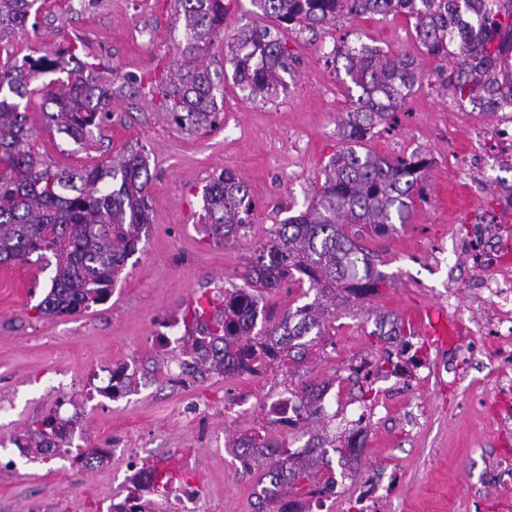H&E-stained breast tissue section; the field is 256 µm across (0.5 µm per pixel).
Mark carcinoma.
Returning <instances> with one entry per match:
<instances>
[{
  "mask_svg": "<svg viewBox=\"0 0 512 512\" xmlns=\"http://www.w3.org/2000/svg\"><path fill=\"white\" fill-rule=\"evenodd\" d=\"M38 0H0V43L25 26ZM184 16L180 63L161 94L168 114L180 129L196 133L216 126L218 107L211 73L203 64L224 31L228 0H178ZM255 14L275 26L249 27L224 43V60L237 84L253 96L275 97L283 74L294 69L298 55L287 47L296 28L316 30L345 16L404 15L414 20L415 38L424 52L440 62L437 83L457 103L468 102L483 114L512 110V0H251ZM325 64L344 70L358 89L351 110L338 124L342 147L325 165L324 182L306 210L275 228L257 249L243 275L245 287L224 293L217 306L201 304L183 318L186 341L184 372L195 381L213 374L257 373L287 360L303 364L329 336L328 315L351 299L378 292L385 276L356 243L363 229L382 233L391 224H406L415 201L426 199L423 186L430 160L421 153L390 160L358 151L380 126L397 124V112L420 80L416 59L377 46H337ZM66 74L53 83L33 86L42 75ZM39 94L45 129L56 130L88 146L94 131L110 118L112 91L92 64L66 49L0 65V264L25 266L47 252L56 259L49 292L38 304L46 316H70L106 302L127 258L151 223L148 185L152 175L143 154L126 148L110 165L64 169L34 148L36 132L19 100ZM208 236L227 242L251 223L253 205L246 185L226 171L203 192ZM358 227L349 235L345 228ZM299 274L298 287L314 299L285 313L263 334L253 333L257 292L280 287L279 273ZM371 335L403 336L405 328L382 315ZM302 405L303 421L323 415L313 385L288 389ZM53 419L18 437L28 456L51 449L47 431ZM245 456L264 459L262 478L272 486L264 502L272 512H288L295 499L316 493L336 443L309 438L305 449L292 441L251 436L238 442Z\"/></svg>",
  "mask_w": 512,
  "mask_h": 512,
  "instance_id": "cac0c4a2",
  "label": "carcinoma"
}]
</instances>
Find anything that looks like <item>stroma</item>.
Instances as JSON below:
<instances>
[{
  "label": "stroma",
  "mask_w": 512,
  "mask_h": 512,
  "mask_svg": "<svg viewBox=\"0 0 512 512\" xmlns=\"http://www.w3.org/2000/svg\"><path fill=\"white\" fill-rule=\"evenodd\" d=\"M178 9L176 0H46L36 28L15 31L0 52L1 62L19 60L73 43L82 61L107 67L109 81H136L137 93L113 98L104 136L90 148L44 131L40 97H32L27 110L39 129V151L60 167L92 166L132 146L152 174L151 222L106 303L66 317L39 314L55 275L50 253L0 273V436L28 431L59 406L77 415L82 448L118 442L142 463L194 479L205 491L201 512H257L265 497L262 470L244 458L238 440L255 433L285 439L265 417V401L281 385L336 376L343 399L326 411L335 414L337 427L368 416L362 454L336 488L344 512H358L356 493L369 476L386 487L379 512H455L464 496L476 512H512V482L488 474L496 460L512 458V401L492 396L489 356H477L467 376L454 381L444 370L447 352L417 334L411 338L416 357L433 374L399 382L392 369L400 340L386 343L372 335L376 316L401 321L408 309L441 307L446 289L468 282L473 259L462 242L483 218L512 228L502 189L512 185V170L498 164L512 146L491 133L501 117L458 105L439 86H428L437 62L422 52L412 22L402 15L344 18L323 30L293 31L288 46L299 55L294 72L285 75L276 98H253L234 83L224 42L258 18L250 0H232L224 36L206 58L223 96L219 125L187 134L171 123L159 92L183 40ZM343 42L409 52L425 74L398 125L373 133L366 146L390 159L427 155V199L416 204L409 223L363 237L386 281L379 295L337 308L329 331L343 343L335 352L316 350L297 369L175 381L154 367L163 353L153 342L160 322L181 321L198 297L220 299L225 289L242 286L253 252L290 211L308 207L324 180L350 103L347 82L324 57ZM225 171L248 186L255 205L251 224L226 245L205 234L203 203L205 185ZM438 244L454 255L433 271L428 262ZM305 302L296 287L261 292L257 331ZM361 356L378 368L370 382L375 399L368 404L360 399L361 382L342 375ZM129 358L139 361L148 379L133 382L125 398L111 401L90 386V378ZM187 399L210 406L208 422L179 415ZM7 455L12 465L0 468V512H107L113 498L125 496L123 457L91 469L71 459L46 463L15 447Z\"/></svg>",
  "instance_id": "1"
}]
</instances>
